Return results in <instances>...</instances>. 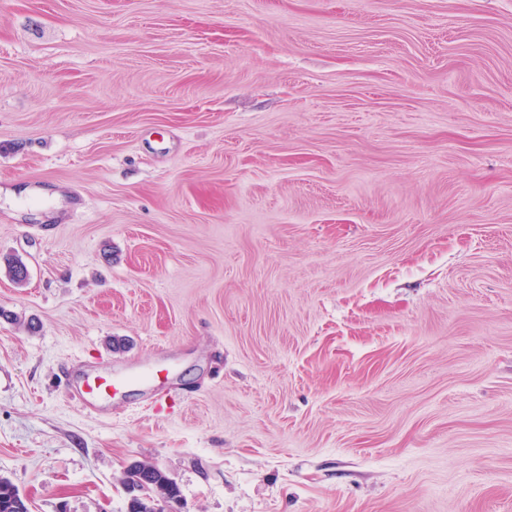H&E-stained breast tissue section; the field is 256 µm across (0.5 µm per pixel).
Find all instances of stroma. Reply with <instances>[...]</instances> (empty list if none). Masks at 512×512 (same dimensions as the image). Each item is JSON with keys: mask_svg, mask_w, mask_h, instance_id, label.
<instances>
[{"mask_svg": "<svg viewBox=\"0 0 512 512\" xmlns=\"http://www.w3.org/2000/svg\"><path fill=\"white\" fill-rule=\"evenodd\" d=\"M135 461L512 512V0H0V476L127 512Z\"/></svg>", "mask_w": 512, "mask_h": 512, "instance_id": "35a3bbf8", "label": "stroma"}]
</instances>
